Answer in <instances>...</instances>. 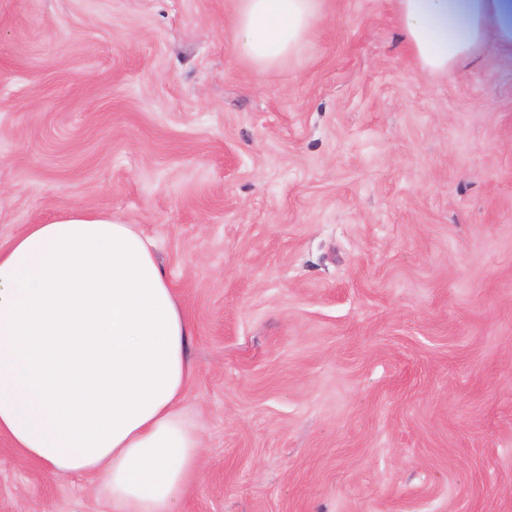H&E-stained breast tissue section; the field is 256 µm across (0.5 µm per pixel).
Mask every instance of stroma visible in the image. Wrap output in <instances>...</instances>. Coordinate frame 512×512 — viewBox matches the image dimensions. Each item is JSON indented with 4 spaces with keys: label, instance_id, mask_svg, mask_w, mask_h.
I'll return each instance as SVG.
<instances>
[{
    "label": "stroma",
    "instance_id": "1",
    "mask_svg": "<svg viewBox=\"0 0 512 512\" xmlns=\"http://www.w3.org/2000/svg\"><path fill=\"white\" fill-rule=\"evenodd\" d=\"M238 0H0V243L81 207L151 239L194 328L180 512H512V52L448 75L393 0L298 56ZM0 512H112L0 434Z\"/></svg>",
    "mask_w": 512,
    "mask_h": 512
}]
</instances>
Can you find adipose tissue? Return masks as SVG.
I'll use <instances>...</instances> for the list:
<instances>
[{
	"instance_id": "1",
	"label": "adipose tissue",
	"mask_w": 512,
	"mask_h": 512,
	"mask_svg": "<svg viewBox=\"0 0 512 512\" xmlns=\"http://www.w3.org/2000/svg\"><path fill=\"white\" fill-rule=\"evenodd\" d=\"M420 65L452 70L487 37L512 48L507 0H395ZM324 0H238L234 48L296 56ZM192 324L153 242L80 207L0 247V434L59 476L95 478L112 512H176L200 463L182 402Z\"/></svg>"
}]
</instances>
